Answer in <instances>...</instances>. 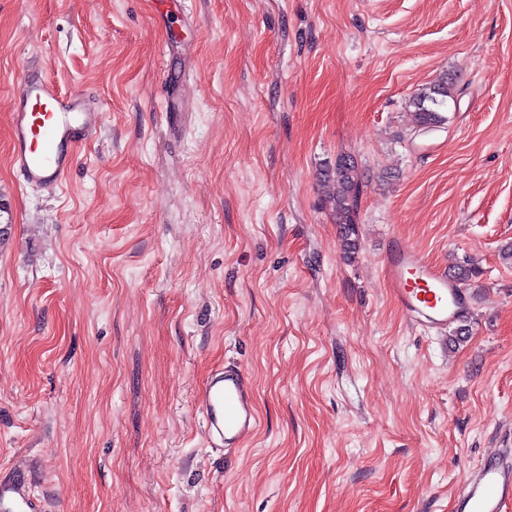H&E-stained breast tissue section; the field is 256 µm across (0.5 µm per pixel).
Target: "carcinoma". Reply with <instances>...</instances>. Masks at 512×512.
<instances>
[{"label":"carcinoma","instance_id":"obj_1","mask_svg":"<svg viewBox=\"0 0 512 512\" xmlns=\"http://www.w3.org/2000/svg\"><path fill=\"white\" fill-rule=\"evenodd\" d=\"M455 90L448 77L442 76L430 86L423 88L413 100V121L416 129L430 130L446 121L442 109L448 100L454 99ZM325 200L336 219L339 234L346 256L355 254L358 246L357 209L362 193L363 181L354 161L348 156H340L334 165L323 173ZM459 286L465 288L480 274L479 268L465 262L453 267Z\"/></svg>","mask_w":512,"mask_h":512}]
</instances>
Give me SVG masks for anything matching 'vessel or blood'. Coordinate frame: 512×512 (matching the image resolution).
Segmentation results:
<instances>
[{
	"mask_svg": "<svg viewBox=\"0 0 512 512\" xmlns=\"http://www.w3.org/2000/svg\"><path fill=\"white\" fill-rule=\"evenodd\" d=\"M11 161L26 185L54 191L73 169L79 144L97 138L102 113L89 95L62 90L47 67L29 64L13 96ZM395 299L411 321L447 328L467 302L452 273L418 252L393 243L385 256ZM198 411L210 442L237 448L258 428L249 379L240 367L213 371L198 397ZM0 512H44L23 470L0 476ZM455 512H512V453L487 458L457 498Z\"/></svg>",
	"mask_w": 512,
	"mask_h": 512,
	"instance_id": "obj_1",
	"label": "vessel or blood"
}]
</instances>
